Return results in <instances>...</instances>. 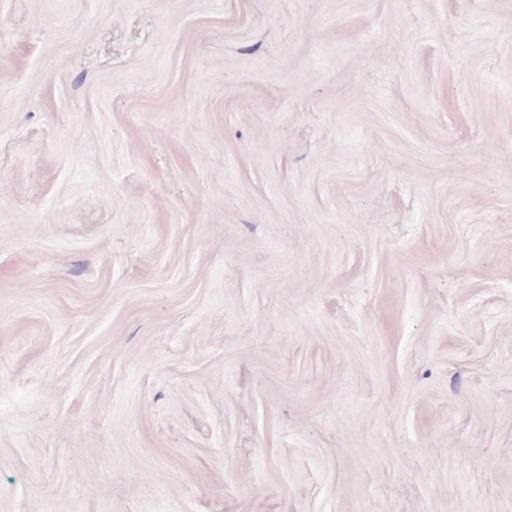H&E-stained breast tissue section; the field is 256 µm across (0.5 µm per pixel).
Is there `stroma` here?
<instances>
[{
  "label": "stroma",
  "mask_w": 512,
  "mask_h": 512,
  "mask_svg": "<svg viewBox=\"0 0 512 512\" xmlns=\"http://www.w3.org/2000/svg\"><path fill=\"white\" fill-rule=\"evenodd\" d=\"M0 512H512V0H0Z\"/></svg>",
  "instance_id": "1"
}]
</instances>
